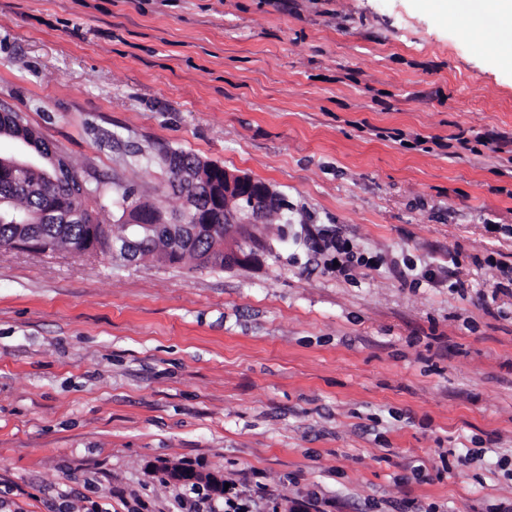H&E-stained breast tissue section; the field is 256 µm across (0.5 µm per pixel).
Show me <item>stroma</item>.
<instances>
[{
    "label": "stroma",
    "instance_id": "35a3bbf8",
    "mask_svg": "<svg viewBox=\"0 0 512 512\" xmlns=\"http://www.w3.org/2000/svg\"><path fill=\"white\" fill-rule=\"evenodd\" d=\"M490 26L432 0H0V106L105 223L128 188L181 210L144 162L170 150L288 204L245 266L0 252V512H174L173 468L197 512H512V158L453 141H512Z\"/></svg>",
    "mask_w": 512,
    "mask_h": 512
}]
</instances>
